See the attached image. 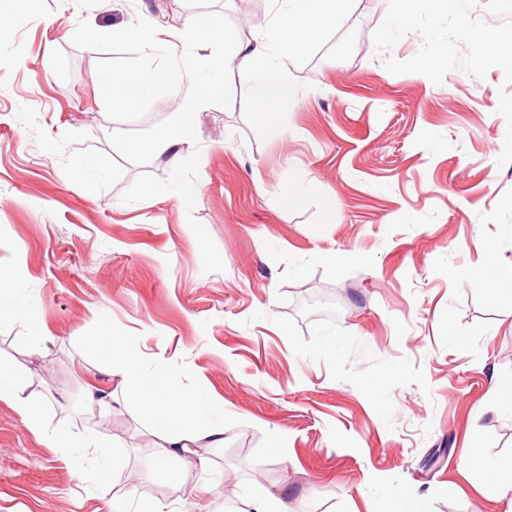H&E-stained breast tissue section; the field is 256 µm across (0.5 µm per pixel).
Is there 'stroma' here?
Returning a JSON list of instances; mask_svg holds the SVG:
<instances>
[{"label": "stroma", "instance_id": "obj_1", "mask_svg": "<svg viewBox=\"0 0 512 512\" xmlns=\"http://www.w3.org/2000/svg\"><path fill=\"white\" fill-rule=\"evenodd\" d=\"M12 12L0 288L19 315L0 319V359L30 369L45 429L0 396V512H235L257 482L297 512H504L462 462L476 423L482 458L512 465V410L489 393L512 381V295L491 297L476 273L512 267V112L498 109L512 60L479 59L477 42L512 36V0H434L407 21L396 0H352L342 26L283 58L296 99L279 132L257 119L252 84L226 72L187 167L113 140L116 126L167 129L188 91L177 81L134 109L104 95L106 73L171 63L140 58L113 26L207 16L239 47L271 0H15ZM308 183L315 193L282 206ZM33 332L44 352L22 346ZM102 333L173 391L203 389L223 447L151 469L153 420L118 388L103 457L51 447L91 430L85 341Z\"/></svg>", "mask_w": 512, "mask_h": 512}]
</instances>
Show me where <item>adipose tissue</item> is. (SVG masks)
<instances>
[{
  "label": "adipose tissue",
  "instance_id": "obj_1",
  "mask_svg": "<svg viewBox=\"0 0 512 512\" xmlns=\"http://www.w3.org/2000/svg\"><path fill=\"white\" fill-rule=\"evenodd\" d=\"M351 0H273V19L260 23V37L252 50H236L227 57L206 59L196 48L200 43L218 46L224 43V29L211 18L172 16L164 25L137 20L115 30V37L132 39L143 55L164 50L177 59L174 69L143 71L130 68L112 73L105 80V90L127 107L139 106L145 90L163 91L174 80H191L194 91L178 100L173 124L146 141L127 140L120 129H113L116 141L132 152H147L169 157L172 163H193L196 115L208 109L224 87V74L234 71L239 78L252 82L260 116L270 129H277V116L283 102L294 100L295 91L288 80L278 78L281 60L303 47L305 35L342 24ZM88 349L99 361L107 377V387H92L85 393L87 407L104 406L113 387L136 393L140 403L152 414L156 428L148 446L152 461L160 462L190 452L194 448L223 445L224 431L201 409L202 390L173 396L162 373L146 376L138 352L124 349L118 336H99L88 341ZM28 369L17 362H0V394L11 398L29 429L42 427V417L31 390Z\"/></svg>",
  "mask_w": 512,
  "mask_h": 512
}]
</instances>
